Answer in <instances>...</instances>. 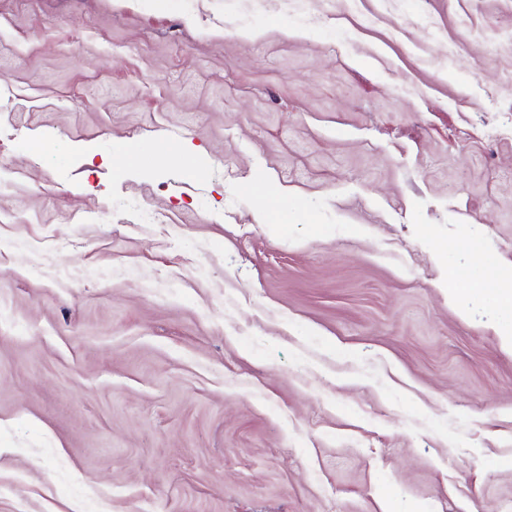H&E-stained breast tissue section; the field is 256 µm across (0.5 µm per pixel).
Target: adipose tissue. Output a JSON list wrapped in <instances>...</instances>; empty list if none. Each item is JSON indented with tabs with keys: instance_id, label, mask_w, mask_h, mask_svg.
<instances>
[{
	"instance_id": "adipose-tissue-1",
	"label": "adipose tissue",
	"mask_w": 512,
	"mask_h": 512,
	"mask_svg": "<svg viewBox=\"0 0 512 512\" xmlns=\"http://www.w3.org/2000/svg\"><path fill=\"white\" fill-rule=\"evenodd\" d=\"M492 273L469 279L452 294L460 302L484 301L499 313L497 332L503 341L512 344V264L503 265L492 260L488 263Z\"/></svg>"
}]
</instances>
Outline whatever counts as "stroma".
I'll list each match as a JSON object with an SVG mask.
<instances>
[{"instance_id": "stroma-1", "label": "stroma", "mask_w": 512, "mask_h": 512, "mask_svg": "<svg viewBox=\"0 0 512 512\" xmlns=\"http://www.w3.org/2000/svg\"><path fill=\"white\" fill-rule=\"evenodd\" d=\"M488 256L512 0H0V512H512Z\"/></svg>"}]
</instances>
